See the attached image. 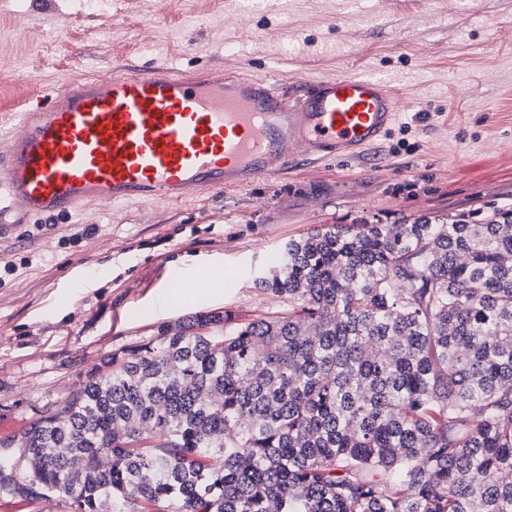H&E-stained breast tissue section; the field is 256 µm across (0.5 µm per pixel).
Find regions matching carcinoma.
Here are the masks:
<instances>
[{"mask_svg": "<svg viewBox=\"0 0 512 512\" xmlns=\"http://www.w3.org/2000/svg\"><path fill=\"white\" fill-rule=\"evenodd\" d=\"M167 325L0 445V495L77 512H512V214L341 224ZM112 458L103 469L100 460Z\"/></svg>", "mask_w": 512, "mask_h": 512, "instance_id": "obj_1", "label": "carcinoma"}]
</instances>
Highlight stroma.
Here are the masks:
<instances>
[{
  "label": "stroma",
  "instance_id": "1",
  "mask_svg": "<svg viewBox=\"0 0 512 512\" xmlns=\"http://www.w3.org/2000/svg\"><path fill=\"white\" fill-rule=\"evenodd\" d=\"M248 69L281 79L373 73L406 98L379 148L300 165L178 206L130 201L0 237L25 259L0 272V441L75 391L101 360L162 326L287 311L254 280L289 241L333 224H400L512 207V0H0V138L42 87L112 67ZM66 224H95L85 245ZM204 268L220 288L163 312Z\"/></svg>",
  "mask_w": 512,
  "mask_h": 512
}]
</instances>
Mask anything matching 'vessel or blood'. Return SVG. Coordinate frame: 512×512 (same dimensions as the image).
<instances>
[{
  "instance_id": "vessel-or-blood-1",
  "label": "vessel or blood",
  "mask_w": 512,
  "mask_h": 512,
  "mask_svg": "<svg viewBox=\"0 0 512 512\" xmlns=\"http://www.w3.org/2000/svg\"><path fill=\"white\" fill-rule=\"evenodd\" d=\"M0 153L6 215L59 216L101 202H180L376 148L405 104L374 74L283 82L244 70L133 65L40 89Z\"/></svg>"
}]
</instances>
